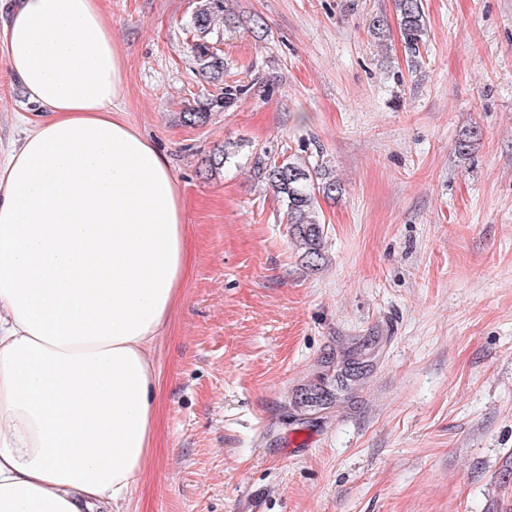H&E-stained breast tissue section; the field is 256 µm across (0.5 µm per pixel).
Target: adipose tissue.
<instances>
[{"label": "adipose tissue", "mask_w": 512, "mask_h": 512, "mask_svg": "<svg viewBox=\"0 0 512 512\" xmlns=\"http://www.w3.org/2000/svg\"><path fill=\"white\" fill-rule=\"evenodd\" d=\"M0 41L41 113L0 162V512L116 508L151 462L182 198L99 0H14Z\"/></svg>", "instance_id": "1"}]
</instances>
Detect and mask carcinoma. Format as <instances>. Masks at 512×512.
Wrapping results in <instances>:
<instances>
[{
  "instance_id": "cac0c4a2",
  "label": "carcinoma",
  "mask_w": 512,
  "mask_h": 512,
  "mask_svg": "<svg viewBox=\"0 0 512 512\" xmlns=\"http://www.w3.org/2000/svg\"><path fill=\"white\" fill-rule=\"evenodd\" d=\"M394 9L405 53L412 66L420 63V48L426 43L428 21L423 0H394ZM224 25L234 24V17L224 13V0H203L192 18L197 32L194 44L199 73L213 83L221 84L219 94L212 100L182 113L183 123H205L212 109L231 108L247 88L244 85L224 81V57L210 46L209 35L219 20ZM255 179L271 188L282 198L285 206L289 233L302 257L313 265L322 259L323 227L320 219L318 198L334 200L342 193L339 180L326 166L296 158L280 162H267L262 156L254 157Z\"/></svg>"
}]
</instances>
